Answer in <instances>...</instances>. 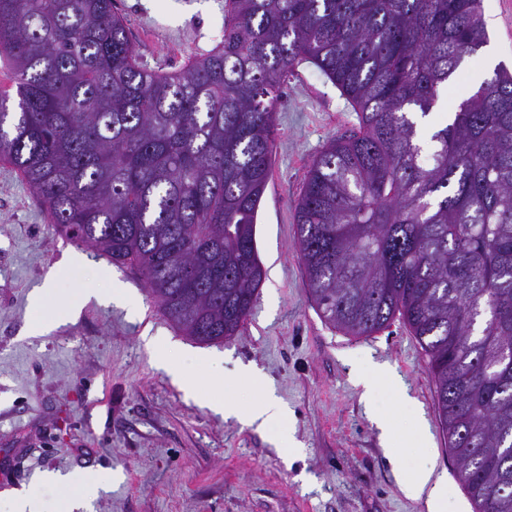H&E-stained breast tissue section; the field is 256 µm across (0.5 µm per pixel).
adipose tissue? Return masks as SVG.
Segmentation results:
<instances>
[{
	"label": "adipose tissue",
	"instance_id": "obj_1",
	"mask_svg": "<svg viewBox=\"0 0 512 512\" xmlns=\"http://www.w3.org/2000/svg\"><path fill=\"white\" fill-rule=\"evenodd\" d=\"M163 368L174 380L181 382L188 393L202 398L213 412L243 420L259 429L278 426L277 444L293 448L294 441L287 428L288 412L272 393L266 391L264 380L257 372H248L247 378L252 386L260 389L261 395L251 405L243 408L224 399L222 395L205 391L197 381L187 378L180 366L167 362ZM399 485L406 496L423 502L426 512H447L448 482L444 476L436 474L434 468H416L401 476Z\"/></svg>",
	"mask_w": 512,
	"mask_h": 512
}]
</instances>
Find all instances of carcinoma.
Instances as JSON below:
<instances>
[{
	"mask_svg": "<svg viewBox=\"0 0 512 512\" xmlns=\"http://www.w3.org/2000/svg\"><path fill=\"white\" fill-rule=\"evenodd\" d=\"M113 0H0V158L73 241L139 275L200 344L240 333L280 89L302 63L359 127L313 158L297 245L322 317L348 336L400 319L428 358L455 477L512 512V73L431 134L487 43L482 0H224V36L168 73L142 65ZM485 63L482 67V50L481 56L475 61H466L458 70L455 78L448 85V91L443 94L441 106L438 112H434L428 120L426 127L422 131V153L428 155L431 151L430 134L436 126L448 121V111H451L459 99L470 92L471 82L474 86L479 87L487 75L491 73L492 68L497 64V58L493 52L491 45L484 48ZM480 67V68H479ZM479 68V69H478ZM476 70L471 78V73Z\"/></svg>",
	"mask_w": 512,
	"mask_h": 512,
	"instance_id": "obj_1",
	"label": "carcinoma"
}]
</instances>
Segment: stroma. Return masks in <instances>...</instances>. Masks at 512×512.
<instances>
[{
	"mask_svg": "<svg viewBox=\"0 0 512 512\" xmlns=\"http://www.w3.org/2000/svg\"><path fill=\"white\" fill-rule=\"evenodd\" d=\"M141 63L164 73L210 51L224 35V0H114ZM491 41L512 71V0H483ZM479 61L462 64L421 145L471 89ZM358 120L340 91L313 65L296 68L281 89L272 174L256 226L266 271L239 336L200 344L160 311L145 283L92 247L59 236L21 174L0 159V512L2 491L25 489L55 512L66 487L46 472L111 471L89 512H425L399 488L398 471L423 466L448 475L449 512H474L456 480L420 345L402 324L347 336L326 323L308 291L296 246L295 205L311 160ZM80 264L65 271L63 255ZM126 303L101 305L99 270ZM56 274L43 309L58 325L31 332L30 294ZM76 319H66L72 304ZM175 360L190 376L240 405L257 392V371L287 408L297 454L275 447L272 431L224 419L186 395L161 367ZM390 367L399 384L377 383L371 397L354 368ZM403 441L383 447L370 412ZM432 436L410 438L415 416Z\"/></svg>",
	"mask_w": 512,
	"mask_h": 512,
	"instance_id": "35a3bbf8",
	"label": "stroma"
}]
</instances>
